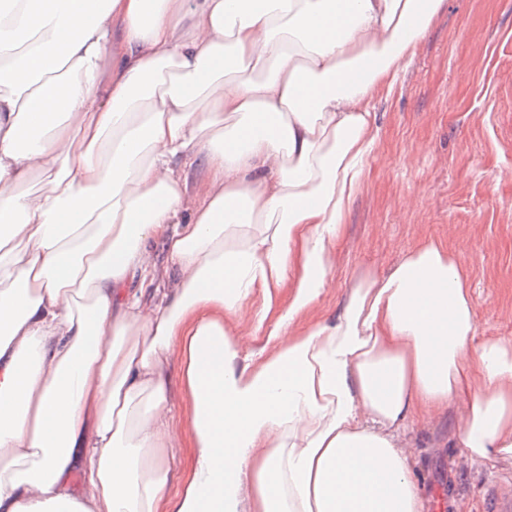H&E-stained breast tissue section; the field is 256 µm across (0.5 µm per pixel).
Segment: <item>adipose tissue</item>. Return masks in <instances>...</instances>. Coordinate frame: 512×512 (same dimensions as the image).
<instances>
[{
	"label": "adipose tissue",
	"mask_w": 512,
	"mask_h": 512,
	"mask_svg": "<svg viewBox=\"0 0 512 512\" xmlns=\"http://www.w3.org/2000/svg\"><path fill=\"white\" fill-rule=\"evenodd\" d=\"M442 0H8L0 11V512H423L409 429L512 453V343L429 242L301 325L391 90ZM263 78L225 79L228 67ZM210 174L186 211L178 160ZM46 186L22 193L31 172ZM164 254L171 299L127 296ZM275 348L238 368L254 295ZM171 412L168 415L169 438L165 444V456L170 462V479L166 490V500L179 491L191 470L192 450L189 422L190 403L179 382H173L170 394Z\"/></svg>",
	"instance_id": "adipose-tissue-1"
}]
</instances>
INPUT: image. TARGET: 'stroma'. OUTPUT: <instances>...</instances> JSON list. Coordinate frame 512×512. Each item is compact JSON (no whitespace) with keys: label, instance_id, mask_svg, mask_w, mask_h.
I'll return each instance as SVG.
<instances>
[{"label":"stroma","instance_id":"1","mask_svg":"<svg viewBox=\"0 0 512 512\" xmlns=\"http://www.w3.org/2000/svg\"><path fill=\"white\" fill-rule=\"evenodd\" d=\"M379 134L346 212L328 285L309 321L335 317L363 278L386 273L407 250L435 242L464 268L478 337L512 342V0H444L396 84L374 101ZM251 301L228 326L240 365L255 364ZM165 456L167 497L191 470L190 403L173 384ZM445 414L408 432L423 499L441 493L449 512H484L481 488L505 478L512 457L472 464L449 447Z\"/></svg>","mask_w":512,"mask_h":512}]
</instances>
